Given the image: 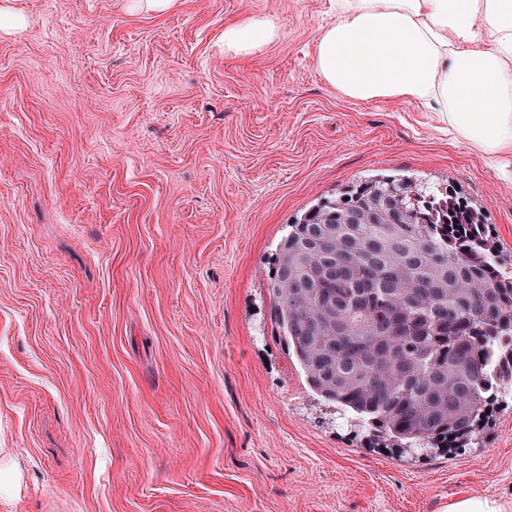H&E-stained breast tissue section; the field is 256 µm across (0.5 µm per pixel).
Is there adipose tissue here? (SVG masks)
<instances>
[{
    "instance_id": "adipose-tissue-1",
    "label": "adipose tissue",
    "mask_w": 512,
    "mask_h": 512,
    "mask_svg": "<svg viewBox=\"0 0 512 512\" xmlns=\"http://www.w3.org/2000/svg\"><path fill=\"white\" fill-rule=\"evenodd\" d=\"M313 63L341 99L433 112L451 140L512 180V0H331ZM279 36L268 16L224 27V53L249 57Z\"/></svg>"
}]
</instances>
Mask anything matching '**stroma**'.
I'll list each match as a JSON object with an SVG mask.
<instances>
[{"mask_svg":"<svg viewBox=\"0 0 512 512\" xmlns=\"http://www.w3.org/2000/svg\"><path fill=\"white\" fill-rule=\"evenodd\" d=\"M280 37L224 54V26ZM0 512H512V392L407 461L308 387L270 326L300 213L378 175L454 187L512 255V181L432 114L340 99L330 0H0ZM17 25H10V18ZM279 37L277 21L268 16L247 15L224 26V54L249 57ZM18 471L9 460L0 461V501L12 498L17 487ZM444 512H503L502 505L489 498H463L450 502Z\"/></svg>","mask_w":512,"mask_h":512,"instance_id":"35a3bbf8","label":"stroma"}]
</instances>
